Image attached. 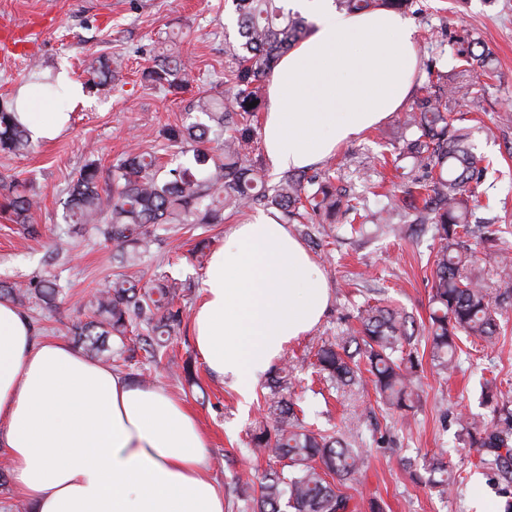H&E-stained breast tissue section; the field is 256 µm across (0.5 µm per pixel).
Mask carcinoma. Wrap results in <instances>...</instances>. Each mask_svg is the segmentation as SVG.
<instances>
[{"instance_id": "obj_1", "label": "carcinoma", "mask_w": 512, "mask_h": 512, "mask_svg": "<svg viewBox=\"0 0 512 512\" xmlns=\"http://www.w3.org/2000/svg\"><path fill=\"white\" fill-rule=\"evenodd\" d=\"M336 8L353 14L376 9L409 11L413 0H335ZM237 16L238 37L224 45L230 64L224 68V90L212 94L200 90L190 100L193 121L165 128L169 146L181 156L192 155L194 165L163 164L151 152L127 150L113 166L108 182L100 184L99 168L89 162L69 185L65 221L92 224L115 246L119 267L138 266L159 242L157 231L170 232L179 224H222L233 216L261 209L285 224H325L340 216L358 234V224H387L401 234L409 224H433L438 238L434 259L427 336L433 360L451 374L458 367L457 340L470 339L490 345L500 334L499 317L512 309V286L496 296L488 291L482 266L495 265L512 281V250L498 247L500 229L486 223L472 229L473 209L487 168L474 152L470 127L462 125L456 105L479 93L476 77L493 73L492 59L477 37L456 40L457 72L435 63L427 66L425 94L415 98L397 121L395 141L399 152L392 165L395 178L411 183L404 195L389 194L386 202L371 210L365 200L334 184L330 171L299 170L272 183L251 158L257 150L254 121L263 108L262 81L282 55L307 31L306 21L287 7V0H231ZM90 89L112 84L119 70L112 60L90 63ZM150 86L178 93L189 85L190 70L178 49L157 55L143 72ZM29 82L50 92L58 91L55 76H46L34 64ZM257 102L250 108L248 104ZM15 100L0 102V152L22 155L32 141L15 118ZM36 193L23 182L0 175V212L25 230L37 207ZM487 245L484 256L467 243L474 233ZM185 283L163 271L151 283L124 273L92 294L85 308L88 321L73 324V334L84 349L109 361L104 339L134 335L145 359L159 362L171 337L183 323L178 302ZM61 288L49 279H32L25 286L0 282V301L25 307L35 298L47 309L56 306ZM410 316L390 305H369L360 312L356 336L341 342H325L317 350L316 367L336 391L361 383L359 361L378 401L397 412L411 411L419 401L415 380L421 367ZM264 417L274 425L258 427L254 447L283 462V471L266 473L258 495H247L249 512H357L353 497L341 487L361 484V453L336 436L298 415L287 378L276 372L268 381ZM496 421L488 425L476 417H462L469 447L480 462L512 476V410L493 408Z\"/></svg>"}]
</instances>
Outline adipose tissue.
Listing matches in <instances>:
<instances>
[{
    "mask_svg": "<svg viewBox=\"0 0 512 512\" xmlns=\"http://www.w3.org/2000/svg\"><path fill=\"white\" fill-rule=\"evenodd\" d=\"M311 28L282 56L261 130L277 173L319 164L406 103L417 31L401 13L337 14L333 0H290ZM18 120L47 142L70 122L31 88ZM330 303L325 280L287 225L259 212L227 225L192 312L196 351L243 403ZM196 412L161 386L134 383L0 302V452L31 512H224Z\"/></svg>",
    "mask_w": 512,
    "mask_h": 512,
    "instance_id": "adipose-tissue-1",
    "label": "adipose tissue"
}]
</instances>
